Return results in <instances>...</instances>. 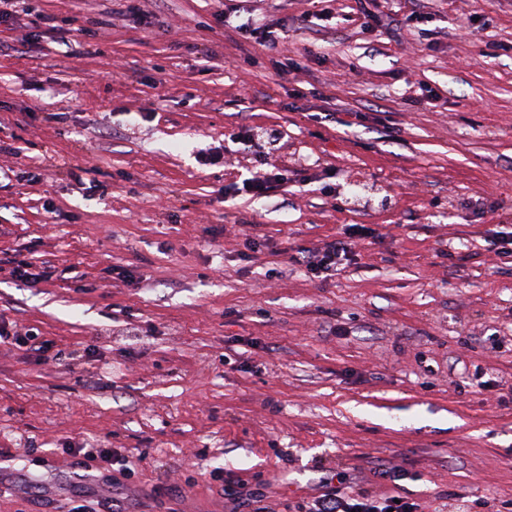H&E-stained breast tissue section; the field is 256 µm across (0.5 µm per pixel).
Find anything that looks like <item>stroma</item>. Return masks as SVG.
<instances>
[{"mask_svg":"<svg viewBox=\"0 0 512 512\" xmlns=\"http://www.w3.org/2000/svg\"><path fill=\"white\" fill-rule=\"evenodd\" d=\"M322 7L0 18V512L78 491L133 512L512 498V260L489 250L512 232V0H377L378 33L357 0ZM227 9L279 20L276 51ZM261 157L287 184L225 200ZM353 224L336 275L298 262ZM70 448L134 475L86 483ZM66 453L68 455L82 454L86 463L97 459L106 462L111 469L113 468V471L112 473L103 474L101 478L104 481L112 482V484L120 483L121 478H127L131 471L127 464L129 461L119 457L111 448H96V451L88 450L87 448H70L67 449ZM395 499L400 500V504L395 503ZM307 507V512H418L417 504L409 503L401 497L376 499L361 493L349 496L342 494L337 488L317 496Z\"/></svg>","mask_w":512,"mask_h":512,"instance_id":"stroma-1","label":"stroma"}]
</instances>
